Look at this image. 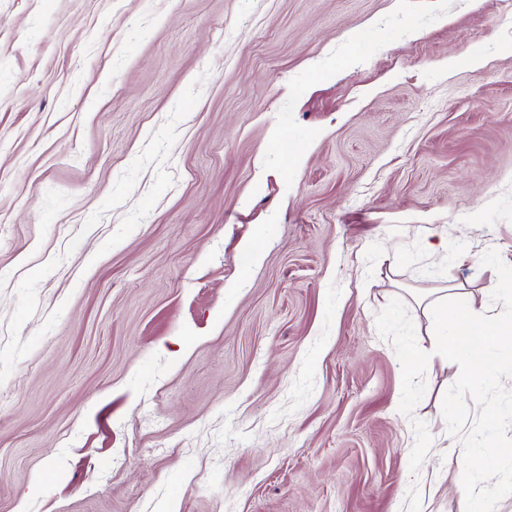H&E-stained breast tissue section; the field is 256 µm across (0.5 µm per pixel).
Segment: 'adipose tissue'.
Listing matches in <instances>:
<instances>
[{"label": "adipose tissue", "mask_w": 512, "mask_h": 512, "mask_svg": "<svg viewBox=\"0 0 512 512\" xmlns=\"http://www.w3.org/2000/svg\"><path fill=\"white\" fill-rule=\"evenodd\" d=\"M447 294L441 293L431 299L427 308L433 312L440 323H453V331H440L429 348L430 355L447 360L461 356L462 340L467 336L478 337L481 345L499 344L502 336L512 332V325L500 324L495 314L487 310H476L471 305L463 304L449 308Z\"/></svg>", "instance_id": "1"}]
</instances>
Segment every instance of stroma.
I'll list each match as a JSON object with an SVG mask.
<instances>
[{
  "instance_id": "1",
  "label": "stroma",
  "mask_w": 512,
  "mask_h": 512,
  "mask_svg": "<svg viewBox=\"0 0 512 512\" xmlns=\"http://www.w3.org/2000/svg\"><path fill=\"white\" fill-rule=\"evenodd\" d=\"M449 285L512 321L501 0H0V512H512ZM448 293L438 294L428 302L427 308L441 323V330L429 349L420 347L415 351L416 354L455 360L462 355L461 345L465 336H478L481 345L489 346L499 344L501 336L511 334L512 322L499 325L498 318L490 310L479 311L469 304H462L452 310L454 330L448 336Z\"/></svg>"
}]
</instances>
